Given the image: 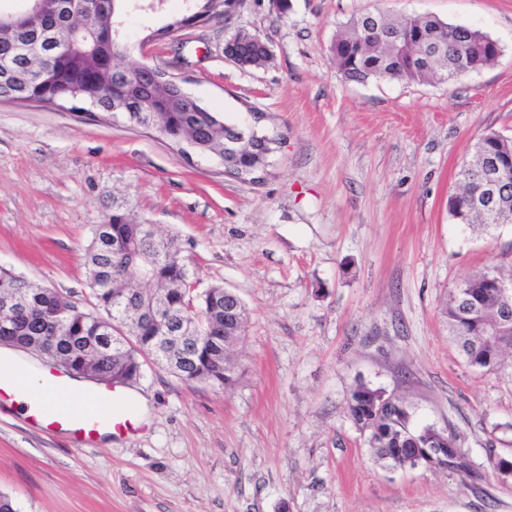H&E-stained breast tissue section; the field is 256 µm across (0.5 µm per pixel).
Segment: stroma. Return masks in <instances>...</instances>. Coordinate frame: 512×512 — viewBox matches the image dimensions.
Wrapping results in <instances>:
<instances>
[{
	"label": "stroma",
	"mask_w": 512,
	"mask_h": 512,
	"mask_svg": "<svg viewBox=\"0 0 512 512\" xmlns=\"http://www.w3.org/2000/svg\"><path fill=\"white\" fill-rule=\"evenodd\" d=\"M187 0H141L121 62L170 66L226 120L280 134L259 183L185 158L123 118L0 103V268L87 309L84 266L112 214L175 237L191 283L247 309L231 389L145 363L131 388L150 422L73 447L0 408V493L16 512H512V356L482 374L448 337L449 295L478 271L512 277V224L454 223L448 198L485 133L512 136V0H247L241 12L141 41ZM432 15L497 40L456 81L356 83L336 71L339 27L364 13ZM260 67L226 59L238 30ZM359 383L400 396L416 427L456 434L478 483L378 460L350 418Z\"/></svg>",
	"instance_id": "1"
}]
</instances>
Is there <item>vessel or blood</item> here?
<instances>
[{
	"label": "vessel or blood",
	"mask_w": 512,
	"mask_h": 512,
	"mask_svg": "<svg viewBox=\"0 0 512 512\" xmlns=\"http://www.w3.org/2000/svg\"><path fill=\"white\" fill-rule=\"evenodd\" d=\"M82 410L74 411L60 405L46 410L34 404L31 420L35 426L65 433L76 444H90L102 436L122 435L129 431L134 413L125 392L114 386L96 387L85 391ZM109 405V413H102V405Z\"/></svg>",
	"instance_id": "vessel-or-blood-1"
}]
</instances>
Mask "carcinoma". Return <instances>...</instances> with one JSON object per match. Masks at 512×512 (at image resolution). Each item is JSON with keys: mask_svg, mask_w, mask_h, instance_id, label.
<instances>
[{"mask_svg": "<svg viewBox=\"0 0 512 512\" xmlns=\"http://www.w3.org/2000/svg\"><path fill=\"white\" fill-rule=\"evenodd\" d=\"M403 28L418 33L420 42L408 44L402 50L384 51L370 47L369 41L382 30ZM248 33L237 32L229 42L243 55H253L260 44L246 42ZM434 49L435 59L428 70L417 66L415 55L422 49ZM102 53L101 63L115 65L112 51H104L97 39L90 37L77 49L62 57L56 75L48 79L33 77L27 84H17L0 68V92H11L21 103L30 100H62L73 90L93 81L91 62L87 55ZM337 71L347 80L358 83L375 78L380 73L389 80L423 82L438 79L453 82L464 74L478 71L495 62L501 53L497 41L478 29L453 25L432 16L392 18L380 13H365L351 18L337 33L331 46ZM8 55L13 66L30 65L18 51H9L0 31V55ZM161 98L165 133L172 137H202L208 144L204 155L211 151L224 154V170L229 177L241 181L250 177L246 168L256 166L257 157L270 161L281 144L278 134L252 132L254 142L265 145V152L243 154L225 146L224 133L237 129L227 124L215 112H182L175 95L165 87L156 90ZM478 144L486 153L512 158V137L496 131L483 135ZM471 184L461 185L448 198V214L457 224L487 229L485 215L469 206ZM105 239L93 234L86 251L88 287L94 299L93 311H84L58 292L29 282L7 269H0V316L15 292L28 294L26 320L14 325L12 347L19 349L38 345L55 360H63L70 375L84 378L91 370L105 382L114 379L136 380L143 365L142 357L151 356L162 367L187 384L207 382L229 388L237 381L236 346L242 336L244 321H224V305L232 304L245 315L241 300L224 295V287L215 285L199 293H190L188 270L180 257L174 239L159 241L146 224L126 222L112 215L106 224ZM500 275L486 271L462 282L451 295L446 308L448 328L465 365L485 374L496 372L504 356L512 353V302L502 298L494 287ZM134 289L125 309L129 311L125 329L131 336L129 345L109 350L99 349L102 336L112 326L115 304L120 291ZM163 296L166 307L156 318L149 316L154 297ZM184 329L182 339L161 349V336L169 328ZM348 413L367 435L369 446L378 459L395 466L412 468L417 449L436 452L446 449L437 460L441 469L465 479L477 475L469 458L456 445V436L446 435L430 426L415 428L411 413L399 397L380 389L357 385L350 393Z\"/></svg>", "mask_w": 512, "mask_h": 512, "instance_id": "1", "label": "carcinoma"}]
</instances>
